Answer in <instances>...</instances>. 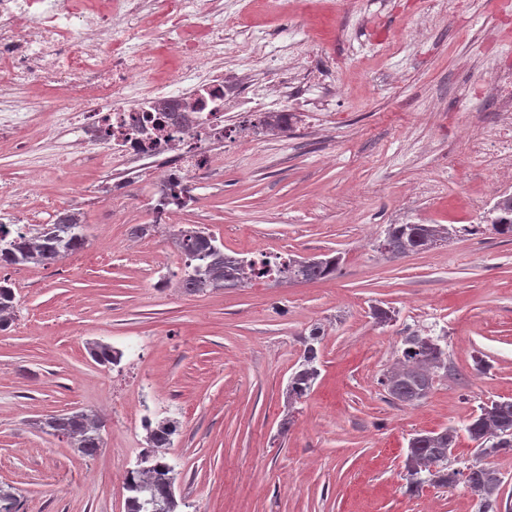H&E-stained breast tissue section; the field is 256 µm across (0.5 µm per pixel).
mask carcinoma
Returning <instances> with one entry per match:
<instances>
[{
	"instance_id": "obj_1",
	"label": "carcinoma",
	"mask_w": 512,
	"mask_h": 512,
	"mask_svg": "<svg viewBox=\"0 0 512 512\" xmlns=\"http://www.w3.org/2000/svg\"><path fill=\"white\" fill-rule=\"evenodd\" d=\"M498 235L512 238V197L494 202L484 217ZM453 229L443 224H426L408 218L391 224L379 247L393 258L426 251L452 235ZM87 241L86 224L77 212L56 215L50 224H37L25 233L13 232L12 225L0 217V267L27 264L50 266L81 250ZM172 243L187 259L180 280L186 293L202 292L208 288H237L245 275L254 279L274 278L288 281L326 279L336 274L342 257L322 254L314 257L288 255L271 263L266 259L252 260L224 251L213 234L201 228H180L172 234ZM15 295L8 280H0V330L13 322ZM320 329L314 327L303 343L296 371L288 379V401L295 402L311 390L319 376ZM89 355L105 367L117 366L122 353L101 342L87 343ZM447 353L440 338L408 334L401 337V356L397 365L387 373L383 385L389 396L404 404H415L427 397L437 373L448 369ZM150 448L140 464L127 472L125 512H178L175 495L174 469L166 461L165 449L171 447L178 432V422L147 417ZM41 431L63 437L84 457L94 456L103 447L101 423L93 414L66 412L49 415L39 421ZM471 441L476 444L479 461L469 467L476 471L470 479L466 471L452 467L450 456L455 444L456 430L420 432L408 442L405 461L407 491L420 492L432 485L451 487L465 484L479 498L478 512H512V506L499 498L503 484L501 473L484 462L502 451H512V400H491L479 408L465 426ZM20 501L9 489L0 487V512H19Z\"/></svg>"
}]
</instances>
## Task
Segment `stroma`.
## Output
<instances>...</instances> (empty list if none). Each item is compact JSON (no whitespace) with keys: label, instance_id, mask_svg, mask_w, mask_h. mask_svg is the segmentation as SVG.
<instances>
[{"label":"stroma","instance_id":"obj_1","mask_svg":"<svg viewBox=\"0 0 512 512\" xmlns=\"http://www.w3.org/2000/svg\"><path fill=\"white\" fill-rule=\"evenodd\" d=\"M241 3L239 37L264 29L283 51L306 35L309 68L336 87L335 122L226 138L223 174L197 184L179 222L247 258L334 252L343 263L328 279L188 294L169 233H131L148 218V186L124 215L90 199L81 251L1 273L16 309L0 331V485L20 512H125L142 421L167 417L180 424L166 457L181 512H477L462 484L410 495L404 461L413 434L453 427V467L474 464L465 425L512 398V239L468 206L505 186L476 180L490 157L461 154L485 108L467 91L512 58V36L488 48L490 0ZM428 177L447 193L416 196ZM407 217L458 232L389 258L379 241ZM376 306L390 321L377 323ZM314 327L320 374L292 404L288 379ZM409 333L442 337L448 353L447 374L415 405L381 384ZM90 341L120 349V364H97ZM81 409L102 422L94 457L33 426Z\"/></svg>","mask_w":512,"mask_h":512}]
</instances>
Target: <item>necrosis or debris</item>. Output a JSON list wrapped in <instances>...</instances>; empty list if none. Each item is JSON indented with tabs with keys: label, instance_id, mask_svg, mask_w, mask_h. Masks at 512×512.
Listing matches in <instances>:
<instances>
[{
	"label": "necrosis or debris",
	"instance_id": "1",
	"mask_svg": "<svg viewBox=\"0 0 512 512\" xmlns=\"http://www.w3.org/2000/svg\"><path fill=\"white\" fill-rule=\"evenodd\" d=\"M160 26L177 60L164 77ZM235 26L224 0H0V143L25 158L29 177L0 184V200L30 196L31 179H61L88 163L96 193L119 209L149 178L152 223H172L196 180L224 165L225 113L264 117L297 86L263 35L230 45ZM48 91L62 101L49 119L5 106ZM480 96L495 116L467 149L492 154L486 174L497 178L512 170V69Z\"/></svg>",
	"mask_w": 512,
	"mask_h": 512
}]
</instances>
